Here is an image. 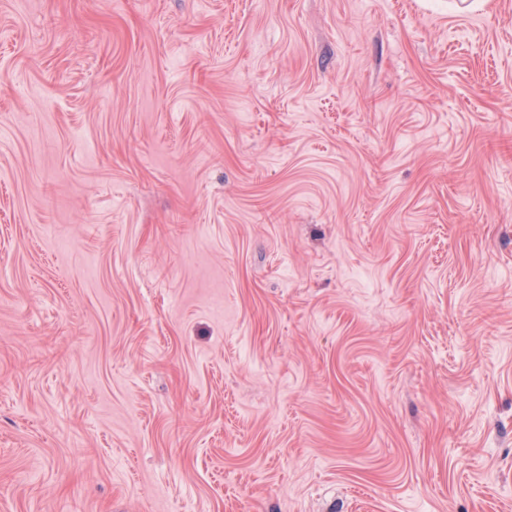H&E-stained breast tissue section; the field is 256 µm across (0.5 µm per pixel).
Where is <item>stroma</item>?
<instances>
[{
	"mask_svg": "<svg viewBox=\"0 0 512 512\" xmlns=\"http://www.w3.org/2000/svg\"><path fill=\"white\" fill-rule=\"evenodd\" d=\"M0 512H512V0H0Z\"/></svg>",
	"mask_w": 512,
	"mask_h": 512,
	"instance_id": "stroma-1",
	"label": "stroma"
}]
</instances>
